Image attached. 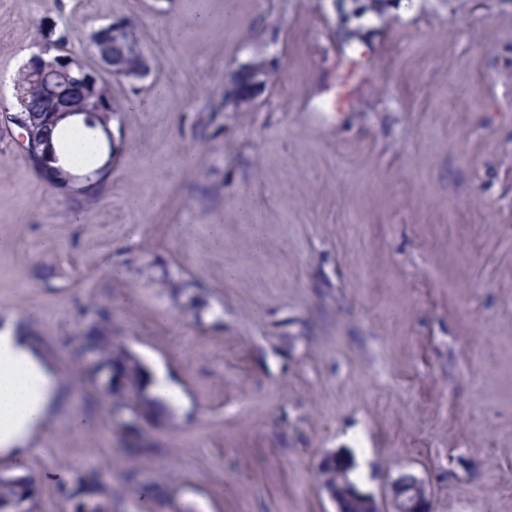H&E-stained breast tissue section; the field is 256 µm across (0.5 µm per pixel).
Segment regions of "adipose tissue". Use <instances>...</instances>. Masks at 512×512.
<instances>
[{"instance_id":"obj_1","label":"adipose tissue","mask_w":512,"mask_h":512,"mask_svg":"<svg viewBox=\"0 0 512 512\" xmlns=\"http://www.w3.org/2000/svg\"><path fill=\"white\" fill-rule=\"evenodd\" d=\"M61 381L53 358L16 320L0 323V457L24 465Z\"/></svg>"}]
</instances>
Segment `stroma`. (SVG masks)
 Instances as JSON below:
<instances>
[{
	"mask_svg": "<svg viewBox=\"0 0 512 512\" xmlns=\"http://www.w3.org/2000/svg\"><path fill=\"white\" fill-rule=\"evenodd\" d=\"M48 17L90 64L130 19L157 67L113 81L138 151L82 216L0 121V320L35 311L66 380L33 512L74 470L112 512H147L139 484L164 512H336L318 466L354 448L382 512L403 471L431 512H512V0H0V114ZM250 59L272 77L225 101ZM92 303L179 386L149 456L81 352Z\"/></svg>",
	"mask_w": 512,
	"mask_h": 512,
	"instance_id": "1",
	"label": "stroma"
}]
</instances>
